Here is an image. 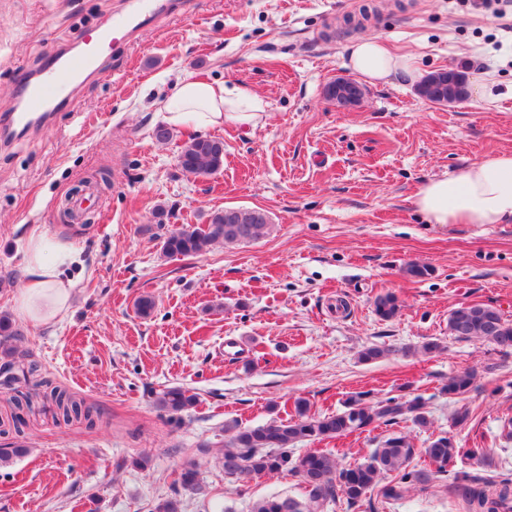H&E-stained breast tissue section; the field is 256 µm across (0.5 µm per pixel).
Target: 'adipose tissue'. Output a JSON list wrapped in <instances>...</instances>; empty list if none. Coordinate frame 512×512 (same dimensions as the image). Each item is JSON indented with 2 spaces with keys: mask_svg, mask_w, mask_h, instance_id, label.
Listing matches in <instances>:
<instances>
[{
  "mask_svg": "<svg viewBox=\"0 0 512 512\" xmlns=\"http://www.w3.org/2000/svg\"><path fill=\"white\" fill-rule=\"evenodd\" d=\"M348 65L365 81L376 83L396 76L419 82L423 72L406 56L391 54L379 37L354 40ZM266 102L246 89L185 78L158 112L171 126L186 121L203 129L227 124L254 127L265 117ZM417 209L433 224H511L512 153H493L458 174L430 181L417 194ZM75 243L39 228L32 229L24 250V287L15 299L18 313L32 326L49 325L68 312L74 282L65 271L78 260Z\"/></svg>",
  "mask_w": 512,
  "mask_h": 512,
  "instance_id": "adipose-tissue-1",
  "label": "adipose tissue"
}]
</instances>
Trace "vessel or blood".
Returning <instances> with one entry per match:
<instances>
[{
  "mask_svg": "<svg viewBox=\"0 0 512 512\" xmlns=\"http://www.w3.org/2000/svg\"><path fill=\"white\" fill-rule=\"evenodd\" d=\"M155 2L131 0V10L115 15L109 31L88 36L81 53L64 59L52 56L39 78L22 81L20 105L10 116L12 126L21 129L31 126L55 101L65 99L68 87L89 73L112 46L128 42L135 28L151 18Z\"/></svg>",
  "mask_w": 512,
  "mask_h": 512,
  "instance_id": "obj_1",
  "label": "vessel or blood"
}]
</instances>
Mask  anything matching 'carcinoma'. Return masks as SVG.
Listing matches in <instances>:
<instances>
[{"label": "carcinoma", "mask_w": 512, "mask_h": 512, "mask_svg": "<svg viewBox=\"0 0 512 512\" xmlns=\"http://www.w3.org/2000/svg\"><path fill=\"white\" fill-rule=\"evenodd\" d=\"M447 75L456 78L457 86L465 87L463 72L450 68ZM444 73H432L417 88V93L436 103L448 100V85L442 83ZM179 168L195 176H210L224 165V142L219 139L195 137L184 143L177 157ZM231 222L227 209L214 211L208 222L185 225L168 233L162 241L163 256L189 257L206 251L215 244L240 245L257 239L263 230L272 227L258 215L261 210L236 208ZM375 311L382 319L395 317L399 310L397 298L391 293L380 294L374 301ZM448 332L458 338L486 342L500 352L512 350V322L502 312L486 304H468L450 310ZM21 336L10 317L0 314V354L6 361L0 365V384L23 391L18 403L29 413L41 411V405L51 402L55 417L64 422L83 420L95 423L96 410L68 390L53 385L40 374L35 365L15 359L12 342ZM476 373L472 369L448 377L440 391L450 396H462L475 387ZM198 397L183 387L164 390L156 399L157 406L171 416L187 411L197 404ZM410 421L419 427L428 424L423 404L415 397L408 400L387 398L369 403L362 393L349 396L343 408L334 413L312 410L306 399L294 402V414L264 425L249 428L232 420L224 424V475L240 478L246 472L255 477L268 473H287L299 479L302 499L273 495L256 501L251 512H323L329 502L343 501L349 509L360 507L367 494L377 491L383 499H403L412 486L425 487L435 475L451 477L472 512H512V478L504 474L488 491L486 481L477 473L457 468V461H485L482 448H462L455 437L438 435L424 449L427 464L414 463L416 448L409 436L392 432L364 462L345 464L332 449L316 448L295 454L294 447L304 442H324L354 433H362L381 425L398 427ZM201 489L199 473L193 466L185 467L171 486V496L158 503L151 512H179V497L183 490Z\"/></svg>", "instance_id": "carcinoma-1"}]
</instances>
